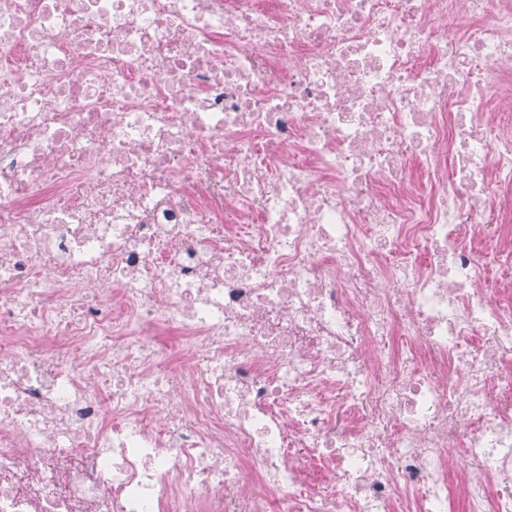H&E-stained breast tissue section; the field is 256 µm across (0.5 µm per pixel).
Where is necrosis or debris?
Returning <instances> with one entry per match:
<instances>
[{
  "label": "necrosis or debris",
  "mask_w": 512,
  "mask_h": 512,
  "mask_svg": "<svg viewBox=\"0 0 512 512\" xmlns=\"http://www.w3.org/2000/svg\"><path fill=\"white\" fill-rule=\"evenodd\" d=\"M0 512H512V0H0Z\"/></svg>",
  "instance_id": "4bbe7bcc"
}]
</instances>
